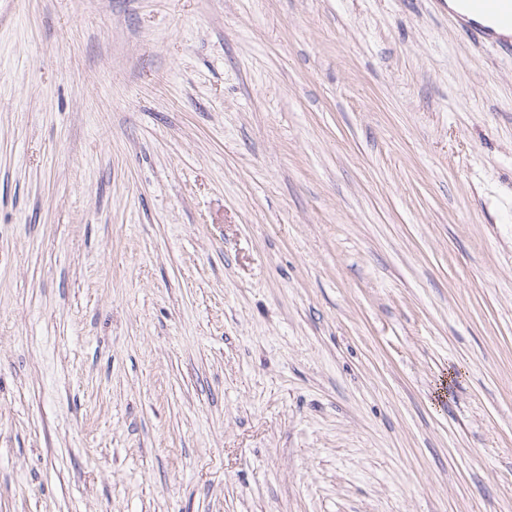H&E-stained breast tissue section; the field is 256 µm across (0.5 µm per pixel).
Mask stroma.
<instances>
[{"mask_svg":"<svg viewBox=\"0 0 512 512\" xmlns=\"http://www.w3.org/2000/svg\"><path fill=\"white\" fill-rule=\"evenodd\" d=\"M0 512H512V53L0 0Z\"/></svg>","mask_w":512,"mask_h":512,"instance_id":"stroma-1","label":"stroma"}]
</instances>
